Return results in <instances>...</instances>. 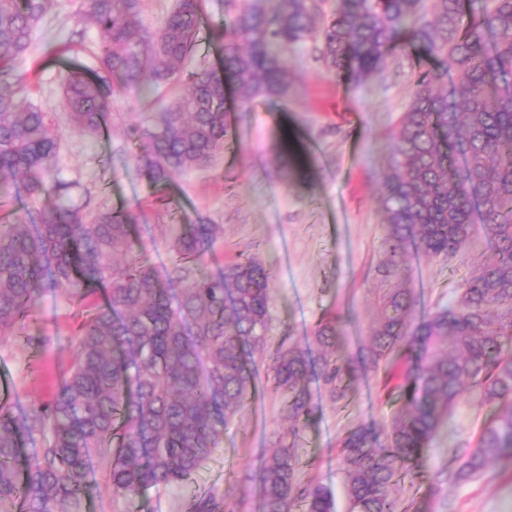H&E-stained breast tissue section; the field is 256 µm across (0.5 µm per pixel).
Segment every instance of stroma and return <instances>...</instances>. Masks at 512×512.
<instances>
[{"label": "stroma", "mask_w": 512, "mask_h": 512, "mask_svg": "<svg viewBox=\"0 0 512 512\" xmlns=\"http://www.w3.org/2000/svg\"><path fill=\"white\" fill-rule=\"evenodd\" d=\"M245 2L203 0L190 69L217 61L219 45L213 33L229 24ZM100 41L98 29L81 14L79 0H51L26 56L8 77L11 85L30 86L31 101L50 113L58 136L53 176L72 183V202L85 206L90 215L110 208L142 211L145 220L137 226L140 249L160 276L170 265L174 225H221L223 234L206 259L209 271L249 253L275 273L271 343L289 334L299 345L312 346L319 317L335 314L345 319L347 350L356 352L369 339L382 287L378 265L388 228L381 177L388 167L392 134L408 107L415 80L435 69V60L414 50L392 51L380 72L354 85L329 73L315 60L312 41H305L285 55L296 76L288 97L259 96L243 103L227 95L230 132L223 151L211 166L156 187L137 162L135 130L151 125L156 112L185 86L177 84L148 99L130 93L115 97L102 135L77 130L61 91L62 65L52 51L72 45L78 61L93 67ZM286 148L298 157L291 175L279 162V152ZM492 256L478 229L455 257L412 252L408 284L417 294V316L455 306L472 259ZM35 311L37 319L28 331L45 337L44 347L29 349L21 339L0 346L6 394L17 411L48 399L75 353V321L63 299L45 294ZM269 373V360L257 359L246 407L225 430L221 447L187 483L152 492L145 501L117 503L101 479L108 464L99 460L91 465L98 481L85 512H184L192 496L209 490L237 501L238 512H259L258 493L245 476L255 470L269 437L287 426ZM381 383L378 376L361 378L338 404L324 388L311 387L316 412L297 453L314 482L332 495L335 512L349 509L337 439L366 423L388 429L398 406ZM493 415V407L473 393H463L447 427L409 464L401 492L407 512H512V456L500 457L475 479H440L459 468L461 449L475 447Z\"/></svg>", "instance_id": "1"}]
</instances>
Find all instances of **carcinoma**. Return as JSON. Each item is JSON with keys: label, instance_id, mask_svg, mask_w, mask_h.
<instances>
[{"label": "carcinoma", "instance_id": "carcinoma-1", "mask_svg": "<svg viewBox=\"0 0 512 512\" xmlns=\"http://www.w3.org/2000/svg\"><path fill=\"white\" fill-rule=\"evenodd\" d=\"M50 2L0 0V76L27 53ZM80 9L101 34L98 65L65 62L63 92L75 125L99 135L115 97L150 96L180 79L201 0H177L157 30L143 23L140 0H80ZM214 37L224 43L221 65L192 72L188 92L137 131V160L154 185L223 149L226 87L244 103L288 96L295 77L283 57L308 39L328 71L354 84L396 48L442 59L444 70L418 76L383 174L384 288L370 341L347 352L342 321L327 316L314 333L318 358L290 335L270 349L273 276L247 255L208 271L218 224L179 225L171 272L159 279L131 238L139 214L105 209L86 219L69 202L71 185L49 180L58 150L49 113L0 84V197L21 187L51 199L39 223L0 225V341L25 330L49 292L80 318L74 358L51 397L19 413L0 402V512H83L94 458L110 463L115 502L189 481L244 408L256 353L271 361L290 422L258 472L262 512H332L295 451L314 415L309 386L341 402L382 363L396 371L404 403L387 441L372 424L339 439L349 512H399L398 478L465 391L498 414L445 479L477 477L512 456V0H336L331 11L327 0H270L242 6ZM477 225L493 259L464 280L456 307L415 320L404 283L411 252L456 254ZM176 283L185 288L174 299ZM26 439L40 446L26 454ZM188 512L236 508L209 491Z\"/></svg>", "mask_w": 512, "mask_h": 512}]
</instances>
